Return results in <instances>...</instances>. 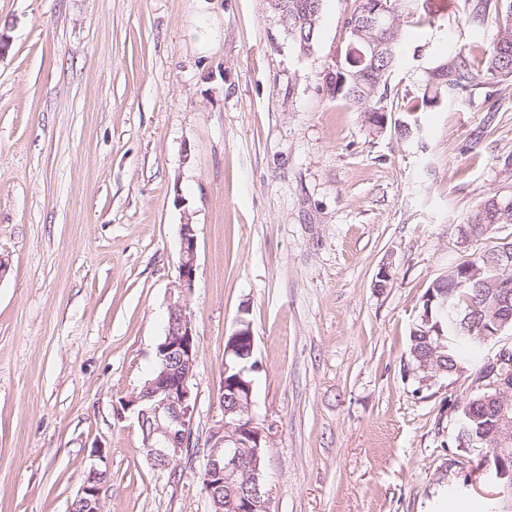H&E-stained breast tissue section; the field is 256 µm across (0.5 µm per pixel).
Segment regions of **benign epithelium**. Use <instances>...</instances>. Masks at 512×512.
I'll use <instances>...</instances> for the list:
<instances>
[{
  "mask_svg": "<svg viewBox=\"0 0 512 512\" xmlns=\"http://www.w3.org/2000/svg\"><path fill=\"white\" fill-rule=\"evenodd\" d=\"M181 260L178 294L168 308L164 336L156 347V367L140 392L124 405L136 408L147 456L154 469L176 478L183 459L194 447L196 400L191 381L198 358L197 334L191 315L183 304V293L194 286L197 237L195 227L184 223L180 229ZM248 337V356L254 355V336L250 323L239 320L232 342L225 346L224 357L236 353L238 337ZM257 365L244 366L232 380L222 379V417L208 431L204 450L195 474L209 493L210 512H224V486L240 473L250 488L243 499L234 502L235 512H270V493L261 466V449L267 435L252 412L253 383L244 375ZM103 488L97 481H84L71 512H102Z\"/></svg>",
  "mask_w": 512,
  "mask_h": 512,
  "instance_id": "obj_1",
  "label": "benign epithelium"
}]
</instances>
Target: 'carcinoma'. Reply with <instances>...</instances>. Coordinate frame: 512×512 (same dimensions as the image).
Returning <instances> with one entry per match:
<instances>
[{"label": "carcinoma", "instance_id": "carcinoma-1", "mask_svg": "<svg viewBox=\"0 0 512 512\" xmlns=\"http://www.w3.org/2000/svg\"><path fill=\"white\" fill-rule=\"evenodd\" d=\"M323 0H269L270 8L280 6L278 13L288 19V34L301 52L309 51L317 38ZM383 9L372 13L370 0H360L347 22L345 47L336 61V89L341 96L361 109L364 120L373 124L376 115L385 108L387 77L392 71L397 49L404 36L403 24H432L431 14H452L458 11V0H433L428 12L418 10L417 0H382ZM504 14L493 42L485 56L477 60L461 51L430 67L423 91L408 102L406 111L413 115L415 129L419 114L477 88L489 87L502 79L512 78V0H480L473 7V19H480L490 10ZM365 46L364 59L352 57L350 46ZM502 224H512V195H493L486 198L464 224L468 237L479 239L493 233ZM500 276L505 287L490 289L485 279ZM435 294L448 296V310L433 320L440 321L448 349L440 367L442 376L459 374L466 369L457 354V347H478L483 329L512 331V241L504 240L477 257L454 267L448 275L432 283ZM438 336L432 326L417 320L409 336V362L417 367L419 358L437 347ZM470 394L461 411H470L471 437L477 441L481 464L495 461L502 453L512 461V435L509 440L494 435L481 436L479 431L488 422H495L500 409L512 419V391L500 401H486L496 390L490 384L498 381L495 368L488 362L469 372Z\"/></svg>", "mask_w": 512, "mask_h": 512}]
</instances>
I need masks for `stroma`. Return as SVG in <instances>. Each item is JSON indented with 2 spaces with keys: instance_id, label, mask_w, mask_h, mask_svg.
<instances>
[{
  "instance_id": "stroma-1",
  "label": "stroma",
  "mask_w": 512,
  "mask_h": 512,
  "mask_svg": "<svg viewBox=\"0 0 512 512\" xmlns=\"http://www.w3.org/2000/svg\"><path fill=\"white\" fill-rule=\"evenodd\" d=\"M355 7L323 0L303 53L268 0H0V512H68L94 468L104 512H208L121 410L156 367L187 222L194 431L221 418L247 319L271 512H512L454 443L467 380L421 391L404 368L433 281L512 239L459 233L512 192V78L398 129L426 68L502 18L464 0L409 28L378 132L323 81Z\"/></svg>"
}]
</instances>
